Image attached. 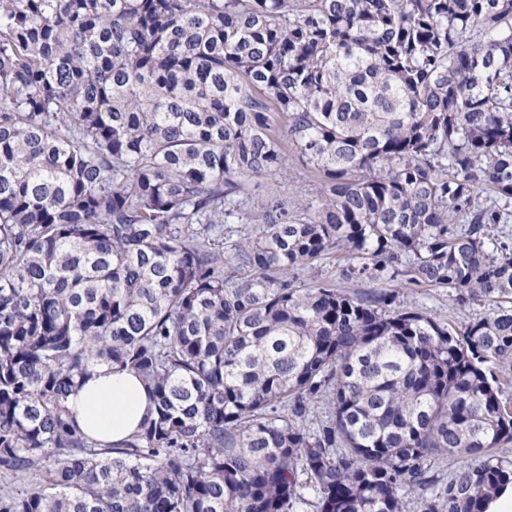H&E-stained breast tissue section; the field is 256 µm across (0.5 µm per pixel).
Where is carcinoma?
I'll list each match as a JSON object with an SVG mask.
<instances>
[{
    "label": "carcinoma",
    "mask_w": 512,
    "mask_h": 512,
    "mask_svg": "<svg viewBox=\"0 0 512 512\" xmlns=\"http://www.w3.org/2000/svg\"><path fill=\"white\" fill-rule=\"evenodd\" d=\"M290 152L323 196L255 206ZM500 224L512 0H0V512H483L512 483ZM335 250L498 311L296 284ZM100 364L153 397L115 444L68 403Z\"/></svg>",
    "instance_id": "carcinoma-1"
}]
</instances>
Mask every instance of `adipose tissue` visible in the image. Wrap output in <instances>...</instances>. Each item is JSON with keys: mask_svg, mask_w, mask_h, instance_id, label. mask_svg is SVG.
I'll list each match as a JSON object with an SVG mask.
<instances>
[{"mask_svg": "<svg viewBox=\"0 0 512 512\" xmlns=\"http://www.w3.org/2000/svg\"><path fill=\"white\" fill-rule=\"evenodd\" d=\"M149 404L137 377L107 366L94 368L69 397L80 426L96 439L112 442L137 431Z\"/></svg>", "mask_w": 512, "mask_h": 512, "instance_id": "obj_1", "label": "adipose tissue"}]
</instances>
